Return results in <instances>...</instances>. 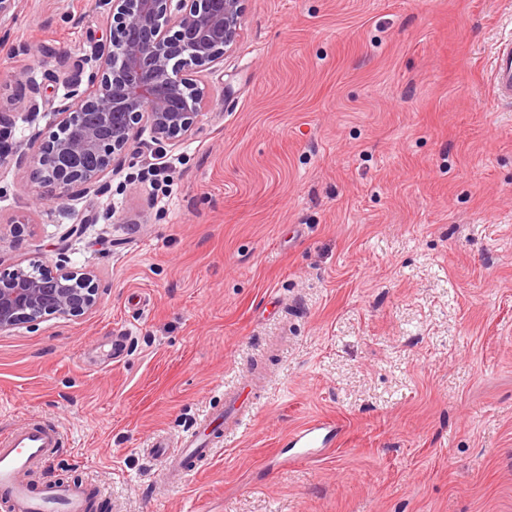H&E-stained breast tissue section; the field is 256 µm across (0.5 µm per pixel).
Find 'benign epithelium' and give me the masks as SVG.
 Instances as JSON below:
<instances>
[{"instance_id": "obj_1", "label": "benign epithelium", "mask_w": 512, "mask_h": 512, "mask_svg": "<svg viewBox=\"0 0 512 512\" xmlns=\"http://www.w3.org/2000/svg\"><path fill=\"white\" fill-rule=\"evenodd\" d=\"M245 0H97L110 18V38L91 56L63 67L53 79L93 87L56 110L69 127L89 113L75 137L49 136L33 154L11 149L0 132V158L32 159L42 199L57 202L78 188L97 192L105 175L131 151L140 127L158 144L190 136L208 107L204 91L186 77V67L224 61L239 37ZM31 119L46 111L42 86L28 82L22 101ZM93 271L20 264L0 273V332L47 317L78 318L98 306Z\"/></svg>"}]
</instances>
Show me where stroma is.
I'll list each match as a JSON object with an SVG mask.
<instances>
[{"label":"stroma","mask_w":512,"mask_h":512,"mask_svg":"<svg viewBox=\"0 0 512 512\" xmlns=\"http://www.w3.org/2000/svg\"><path fill=\"white\" fill-rule=\"evenodd\" d=\"M510 17L512 0H246L178 145L142 130L100 194L50 208L0 162V271L90 269L99 296L0 332V432L63 434L25 481L82 485L95 512H512V112L488 81ZM108 36L95 0H19L0 39L12 142L57 131L54 71ZM230 388L249 425L165 483L151 438L223 414ZM317 418L340 426L325 457L273 461ZM28 93L22 101L24 112H28L31 120H35L40 112H46V99L42 86L36 80H29Z\"/></svg>","instance_id":"obj_1"}]
</instances>
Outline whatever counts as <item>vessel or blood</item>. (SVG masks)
<instances>
[{"label": "vessel or blood", "mask_w": 512, "mask_h": 512, "mask_svg": "<svg viewBox=\"0 0 512 512\" xmlns=\"http://www.w3.org/2000/svg\"><path fill=\"white\" fill-rule=\"evenodd\" d=\"M490 83L495 104L512 108V39L496 48ZM250 413L251 407L241 395H225V429H239ZM334 430V423L314 419L295 430L290 442L296 448H331L336 442ZM61 437L59 428L40 422L0 434V512H92L94 504L83 487L46 483L33 488L19 481L32 464L54 457ZM202 444V439L191 433L177 445L159 435L152 439L147 453L163 467L169 481L177 482L195 468Z\"/></svg>", "instance_id": "1"}]
</instances>
